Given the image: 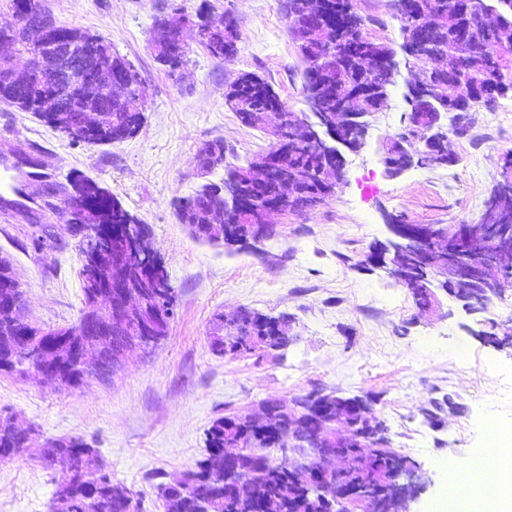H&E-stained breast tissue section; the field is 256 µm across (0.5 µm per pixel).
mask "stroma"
I'll return each instance as SVG.
<instances>
[{"mask_svg": "<svg viewBox=\"0 0 512 512\" xmlns=\"http://www.w3.org/2000/svg\"><path fill=\"white\" fill-rule=\"evenodd\" d=\"M40 2L57 24L102 36L133 62L144 85L137 103L144 122L132 138L89 147L0 102V155L20 151L46 172L28 187L32 212L10 217L0 211V256L13 263L32 322H78L83 303L77 242L44 199L79 173L148 226L169 274L174 314L166 339L150 351L133 352L112 379L91 376L68 390L33 376L0 375V412L45 438L93 442L113 480L137 494L141 512H164L155 473L193 468L206 453L205 432L216 418L258 411L265 400L289 403L315 390L368 396L392 449L431 479L409 512H447L448 466L468 468L486 442L487 420L512 427V351L467 333L474 318L454 298L440 295L439 308L421 310L410 291L362 264L388 236L386 215L452 228L478 222L500 179V157L512 150V101L471 113L468 134L449 139L456 165L414 166L391 178L382 144L401 131L404 96L415 78L402 67L384 106L369 119L364 146L347 153L336 198L274 216L277 232L261 252L230 251L193 238L177 204L224 176L220 168L199 173L196 154L203 143L223 139L226 162L239 164L275 142L271 131L242 125L225 103L227 87L241 73L268 81L289 111H306V64L290 37L283 0ZM354 4L367 20L366 36L400 49L403 37L390 0ZM176 9L192 19L203 11L231 14L237 56L214 60L190 27L186 62L168 74L155 60L153 43L158 19ZM36 234L46 239L39 251L32 244ZM242 307L288 315V348L214 355V315ZM58 473L26 458L0 463V512H48Z\"/></svg>", "mask_w": 512, "mask_h": 512, "instance_id": "1", "label": "stroma"}]
</instances>
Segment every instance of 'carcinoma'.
I'll return each mask as SVG.
<instances>
[{
    "label": "carcinoma",
    "instance_id": "cac0c4a2",
    "mask_svg": "<svg viewBox=\"0 0 512 512\" xmlns=\"http://www.w3.org/2000/svg\"><path fill=\"white\" fill-rule=\"evenodd\" d=\"M29 9L23 13L24 23L12 31L15 53L25 55L42 38L44 24L48 23L59 32H67L65 26H58L39 4V0H28ZM313 0H285V15L291 20L289 32L298 46L307 66L303 74V95L305 102L315 101L318 110H310V116L300 117L287 111L285 103L272 86L252 72L239 75L225 92V101L230 104L240 122L250 128L262 130V114L273 106L282 110L284 120L309 121L316 112L336 109V96L346 99L352 90L367 86L369 94L361 103L348 106L346 115L347 130L344 133L346 149L359 151L364 139L357 134L358 127L369 124L368 117L379 111L387 98L392 79L390 73L378 67V55L391 51L383 42L372 40L364 35L365 19L354 8L353 0H339L348 15L354 19V26L343 31L336 30V18L321 24H307V12ZM410 12L416 14L420 22L395 13L401 22L403 45L411 52L409 60L422 70L424 76L443 86L446 101L455 105L450 120L466 122V113L477 108H494L500 100H512V57L486 55L473 57L463 50L471 37H478L487 47L495 46L504 38L512 37V0H410ZM182 13L176 11L171 16L159 20L168 28L165 42L154 46L155 60L164 66L169 74H174L186 61L187 48L181 45L182 31L176 18ZM200 42L208 54L217 60H230L238 53L239 34L233 18L228 15L211 16L202 20ZM342 38L355 46L356 53L344 56L339 67H331L328 86L321 87L313 78L316 62L327 54L328 45ZM89 52L109 60V76L112 93L100 96L95 102L101 120L96 127L71 137L74 143L88 146L110 144L132 137L143 123V113L129 109L127 96L135 92L134 80L129 73L131 62L112 47V43L97 35L90 43ZM460 58L466 62V81L477 92L468 100L458 96V86L453 73L448 71V60ZM41 85L33 82L25 88L13 84L0 70V100L13 105L23 112H31L42 122L52 126L66 116L78 126L79 108L69 104L47 111L43 107ZM410 111L405 113L408 133L423 135L430 123V111L425 100L408 92L406 95ZM217 155L205 157L207 171L224 166V142L213 140L202 145V150ZM457 155L442 143L438 151L422 152V168H447L457 164ZM284 174L292 177L303 176L301 193L286 203L288 209L299 211L313 202L330 200L336 196L343 175L334 166L324 163L322 154L315 149L295 145L288 148L282 159ZM76 194L68 199V204L77 206L89 204L101 211V219L111 225V230H120L125 224H138L140 220L126 210L119 199L105 191L96 193V183L76 175L69 180V187ZM499 198L494 221L512 225V194L501 192L493 187L483 207H489L494 198ZM265 202H254L245 212L235 211L224 217L221 224H210L207 216L224 211V184L206 182L194 195L178 202V215L184 224L202 225L203 234L197 239L215 243L224 239V231L231 224H265ZM14 280L11 261L0 256V300L11 299L10 308L0 305V337H10L11 343L0 346V373L26 378L40 363V352L44 339L55 336L63 338L56 349L61 361L60 373L50 378L58 388L69 389L81 386L85 378L95 374L103 378L112 377V346L120 341L118 336H110L101 343L102 356L94 368L79 366L77 351L90 337L83 335L82 324L61 328H42L30 322L24 312ZM172 288H165L147 299L151 308L161 312L155 320L156 342L164 340L168 333ZM257 336L262 341L260 350L280 351L288 347V324L285 316H270L259 311L243 308L237 321L229 323L224 315L213 318L210 335V349L217 356H237L252 351L246 338ZM313 406L310 398L294 400L295 416L301 417L299 435L288 433V424L280 426L283 436L293 442L314 447V440L327 436L333 425L326 419L307 414ZM207 456L196 462L195 467L183 472L168 482H160L156 488H167L160 495L164 512H325V505L307 494L303 472L291 473L277 465L264 468L256 466L254 453L271 447L270 437L259 432L247 415L235 414L215 419L206 432ZM239 444L246 446L243 451L242 468L247 476L231 493L224 492L221 473L213 471L216 457L224 454V449ZM24 454L38 460L46 468L58 461H69V489L65 501L52 500L50 512H125L135 494L124 484L112 480V474L100 451L80 437H60L39 440L32 428L24 429L14 423L13 417L0 415V462L12 461ZM394 459V452L388 447L362 448L354 452L352 465L346 475L351 483H365L375 475L385 474Z\"/></svg>",
    "mask_w": 512,
    "mask_h": 512
}]
</instances>
